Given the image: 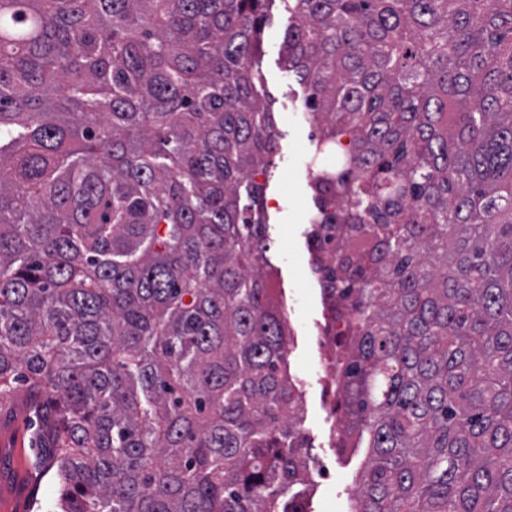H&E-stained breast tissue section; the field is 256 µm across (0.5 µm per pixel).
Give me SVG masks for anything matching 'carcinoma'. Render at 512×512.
Returning <instances> with one entry per match:
<instances>
[{"instance_id": "obj_1", "label": "carcinoma", "mask_w": 512, "mask_h": 512, "mask_svg": "<svg viewBox=\"0 0 512 512\" xmlns=\"http://www.w3.org/2000/svg\"><path fill=\"white\" fill-rule=\"evenodd\" d=\"M270 0H0V406L58 512H306ZM353 512H512V0H281Z\"/></svg>"}]
</instances>
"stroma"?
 <instances>
[{
    "instance_id": "1",
    "label": "stroma",
    "mask_w": 512,
    "mask_h": 512,
    "mask_svg": "<svg viewBox=\"0 0 512 512\" xmlns=\"http://www.w3.org/2000/svg\"><path fill=\"white\" fill-rule=\"evenodd\" d=\"M288 25V11L281 0H275L267 10L260 57L263 91L279 134L265 195L271 286L294 338L288 360L302 393L300 428L311 470L308 507L310 512H349L351 501L346 493L358 489L368 456L363 448L350 454L333 446L335 387L316 376L323 357L326 312L305 238L314 210L311 181L331 163L333 155L317 151L319 133L308 119L306 89L284 63L282 45ZM34 420L33 413L21 404L11 413H0V479L11 482L9 489H0V499L9 498L13 512H51L59 494L58 485L48 476L40 479L31 497L11 481L16 449L24 450L34 470L43 466L49 454L48 449L32 445Z\"/></svg>"
}]
</instances>
